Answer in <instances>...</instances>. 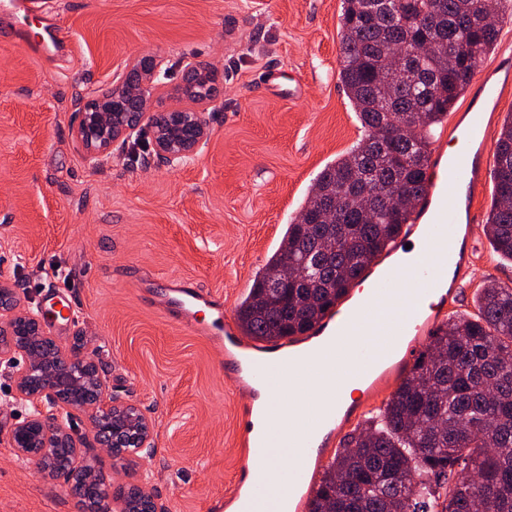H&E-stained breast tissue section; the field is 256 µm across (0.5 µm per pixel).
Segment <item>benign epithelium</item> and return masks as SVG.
Here are the masks:
<instances>
[{
  "label": "benign epithelium",
  "instance_id": "1",
  "mask_svg": "<svg viewBox=\"0 0 512 512\" xmlns=\"http://www.w3.org/2000/svg\"><path fill=\"white\" fill-rule=\"evenodd\" d=\"M163 59L138 57L116 87L93 92L77 112L73 135L88 160L96 163L145 129L152 132L153 157L175 166L195 155L210 137L205 112L215 93L208 66L186 64L181 95L165 109L155 107V76ZM9 369L14 398L31 408L11 433L16 456L49 477L65 480L69 492L86 502V512H157L145 480L119 492L101 472L85 467L83 448L93 442L116 459H131L152 447L154 425L137 405L116 400L93 356L64 349L43 315L30 309L11 288L0 284V366ZM85 421L80 431L75 420Z\"/></svg>",
  "mask_w": 512,
  "mask_h": 512
}]
</instances>
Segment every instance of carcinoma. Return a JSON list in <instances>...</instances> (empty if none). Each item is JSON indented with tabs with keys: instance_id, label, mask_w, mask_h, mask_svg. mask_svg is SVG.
Instances as JSON below:
<instances>
[{
	"instance_id": "1",
	"label": "carcinoma",
	"mask_w": 512,
	"mask_h": 512,
	"mask_svg": "<svg viewBox=\"0 0 512 512\" xmlns=\"http://www.w3.org/2000/svg\"><path fill=\"white\" fill-rule=\"evenodd\" d=\"M512 0H341L339 75L362 140L317 174L236 308L244 335L304 336L363 282L422 199L431 130L448 117ZM416 116V132L383 142ZM484 234L512 263V113L491 169ZM475 313L429 336L381 419L340 441L308 512H512V286L483 282Z\"/></svg>"
}]
</instances>
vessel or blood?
Returning a JSON list of instances; mask_svg holds the SVG:
<instances>
[{
	"mask_svg": "<svg viewBox=\"0 0 512 512\" xmlns=\"http://www.w3.org/2000/svg\"><path fill=\"white\" fill-rule=\"evenodd\" d=\"M501 90L500 84L480 80L467 106V123L455 126L452 132L456 153L434 156L417 222L394 248L401 255L407 248L416 249L413 262L403 272L388 266L381 273L369 274L368 300L350 305L343 315L329 317L316 333L278 344L244 347L223 317L199 325L195 309L207 304V294L189 283L177 286L169 306L181 324L200 326L208 335L223 337L227 364L269 398L298 394L305 383L319 378L330 381L301 426H292L281 416L263 425L258 434L244 436L247 464L240 469L229 498L236 504V512H258L265 501L267 486L261 468L272 455L273 441L281 435L286 436L295 460L294 468L282 480L288 494L282 512H302L304 491L313 482L312 458L329 446L363 405L359 397L344 401L347 387L374 389L410 370L422 336L434 330L440 309L467 272L472 246L462 223L475 217L473 188L491 162L484 116L489 104L498 101ZM372 329L383 331L382 342L350 344V337Z\"/></svg>",
	"mask_w": 512,
	"mask_h": 512,
	"instance_id": "vessel-or-blood-1",
	"label": "vessel or blood"
}]
</instances>
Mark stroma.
Returning a JSON list of instances; mask_svg holds the SVG:
<instances>
[{"mask_svg":"<svg viewBox=\"0 0 512 512\" xmlns=\"http://www.w3.org/2000/svg\"><path fill=\"white\" fill-rule=\"evenodd\" d=\"M340 11L341 0H45L22 25L34 40L62 28L63 47L0 46V281L37 309L47 289L71 295L78 316L50 321L52 334L67 348L92 337L113 396L155 426L130 464L86 454L113 486L149 479L160 512H226L252 400L215 342L179 327L155 294L187 278L213 299L199 321L234 317L316 175L362 139L339 79ZM146 54L164 58L165 92L187 62L213 69L208 141L165 166L141 132L89 162L72 134L79 102ZM492 191L484 177L478 250L449 312L473 310L486 278L512 285V264L484 235ZM12 399L0 372V512H81L63 479L16 457L10 435L26 410Z\"/></svg>","mask_w":512,"mask_h":512,"instance_id":"35a3bbf8","label":"stroma"}]
</instances>
